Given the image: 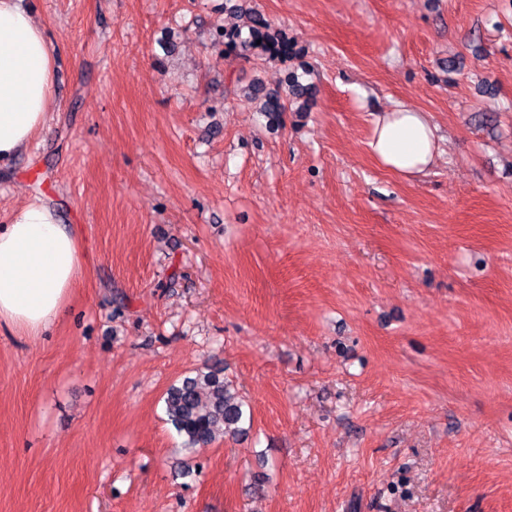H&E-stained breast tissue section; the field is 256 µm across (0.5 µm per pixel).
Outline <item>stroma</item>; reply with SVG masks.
<instances>
[{
  "mask_svg": "<svg viewBox=\"0 0 512 512\" xmlns=\"http://www.w3.org/2000/svg\"><path fill=\"white\" fill-rule=\"evenodd\" d=\"M23 2L58 69L0 225L41 196L90 273L0 329V512H512V0ZM254 11L288 56L214 43ZM396 100L416 179L367 150ZM207 365L251 423L191 454ZM371 154L386 168L406 178H417L431 168L441 152L439 129L426 112L395 102L374 114Z\"/></svg>",
  "mask_w": 512,
  "mask_h": 512,
  "instance_id": "35a3bbf8",
  "label": "stroma"
}]
</instances>
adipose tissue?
Returning a JSON list of instances; mask_svg holds the SVG:
<instances>
[{
  "mask_svg": "<svg viewBox=\"0 0 512 512\" xmlns=\"http://www.w3.org/2000/svg\"><path fill=\"white\" fill-rule=\"evenodd\" d=\"M53 79L52 48L32 10L22 0H0V163L44 129ZM368 148L392 172L416 178L440 154L441 137L427 113L396 102L374 115ZM87 273L75 228L32 199L0 225V327L40 336Z\"/></svg>",
  "mask_w": 512,
  "mask_h": 512,
  "instance_id": "ef3b65f1",
  "label": "adipose tissue"
}]
</instances>
